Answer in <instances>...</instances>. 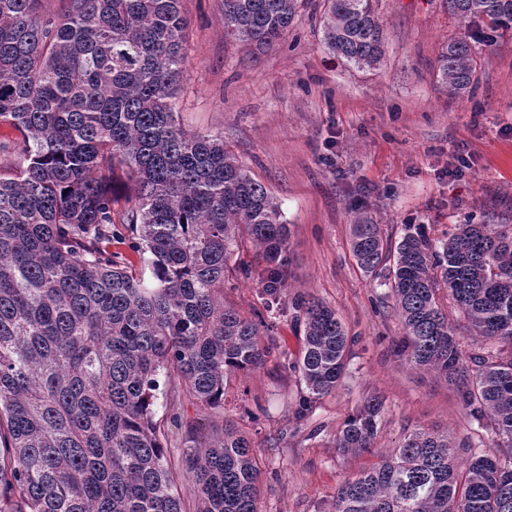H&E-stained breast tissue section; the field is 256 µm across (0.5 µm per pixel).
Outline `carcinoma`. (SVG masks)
Masks as SVG:
<instances>
[{
	"instance_id": "obj_1",
	"label": "carcinoma",
	"mask_w": 512,
	"mask_h": 512,
	"mask_svg": "<svg viewBox=\"0 0 512 512\" xmlns=\"http://www.w3.org/2000/svg\"><path fill=\"white\" fill-rule=\"evenodd\" d=\"M374 0H324V42L372 69L385 55ZM462 35L438 60L440 82L471 88L477 46L512 31V0H445ZM300 0H223L224 34L263 52ZM189 20L181 0H0V512H260L249 433L224 421L217 442L176 414L173 457L155 419L157 392L201 412L224 407V383L256 370L260 336L282 301L289 229L265 186L224 139L176 122ZM123 234L150 279L112 251ZM262 254L265 312L224 304L228 260L243 241ZM352 253L389 288L403 337L395 354L456 387L469 428H415L375 449L382 399L336 432L341 454L379 457L344 480L330 512H512V224H457L434 239L405 224L352 225ZM450 300L481 341L465 351ZM304 343L289 363L306 395L295 417L341 383L350 341L336 311L298 297ZM492 432L495 449L482 452Z\"/></svg>"
}]
</instances>
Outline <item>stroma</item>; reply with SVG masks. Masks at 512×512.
Segmentation results:
<instances>
[{"label":"stroma","mask_w":512,"mask_h":512,"mask_svg":"<svg viewBox=\"0 0 512 512\" xmlns=\"http://www.w3.org/2000/svg\"><path fill=\"white\" fill-rule=\"evenodd\" d=\"M182 9L191 25L177 121L223 136L278 202L290 229L283 305L322 300L354 339L341 385L298 421L301 386L282 363L300 352L303 327L278 314L265 365L231 378L201 434L220 437L228 418L250 430L261 512H327L344 478L373 462L333 444L366 397L385 401L375 442L383 452L408 427L456 435L468 426L453 387L394 354L398 317L387 288L357 266L351 230L361 212L390 240L406 224L435 239L456 224H512V32L480 48L473 92L452 97L437 65L459 27L443 0H378L385 56L372 70L329 52L323 0H305L286 37L257 57L225 36L222 0H182ZM241 265L264 262L248 244L229 260L224 301L249 317L262 284Z\"/></svg>","instance_id":"35a3bbf8"}]
</instances>
